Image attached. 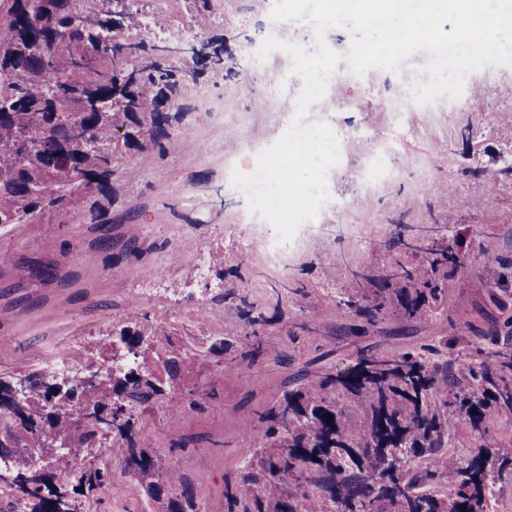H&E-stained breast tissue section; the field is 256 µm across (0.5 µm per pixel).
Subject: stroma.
Wrapping results in <instances>:
<instances>
[{
	"label": "stroma",
	"instance_id": "obj_1",
	"mask_svg": "<svg viewBox=\"0 0 512 512\" xmlns=\"http://www.w3.org/2000/svg\"><path fill=\"white\" fill-rule=\"evenodd\" d=\"M212 5L219 23L195 35L206 39L232 27L237 37L228 48L247 76L207 73L197 79V90L208 91L219 108L231 101L242 112L276 111L265 79L274 64L253 51L254 42L268 36L263 0H212ZM411 83V77L391 72L374 84H337L334 98L349 104L356 123L370 129L368 140L352 144L351 152L370 148L378 138L397 139L400 154L427 160L429 182L403 177L362 208L352 201L356 186L350 176L329 177L330 193L346 197L348 204L309 223V245L284 268L261 252L244 251L247 230L231 225L242 199L224 177L225 154L237 153L239 165L249 167L272 144V133L262 122L241 137L217 127L199 117V100L188 95L187 115L168 128L166 154L125 158L126 196L111 213V244H97V231L77 211L0 227V337L16 339L15 345H0V366L41 374L66 360L74 371H87L106 355L113 323L131 314L171 331L186 351L181 393L173 405L147 418L145 438L166 466L190 475L208 512H224L226 483L253 446L257 410L294 385L307 361L317 357L327 369L344 371L361 348L391 350L411 337L460 336L466 324L485 329L501 316L487 296V270L496 257H512V69L471 73L462 95L448 102L447 126L402 135L382 113L389 101L405 106ZM399 214L412 224L467 228L469 265L448 289L447 318L419 322L408 338L394 323L366 336L337 335L333 303L348 282L345 262L373 259L375 239ZM200 257L208 276L197 272ZM48 261L68 283L36 275V265ZM240 262L258 270L243 283L252 297L266 299L270 280L288 273L302 275L311 296L294 301L295 320L306 324L305 332L292 336L282 325L274 330L279 359L229 369L220 357L203 359L194 350L209 335L237 331L221 295L225 268ZM89 510L156 512L157 507L116 464L111 486Z\"/></svg>",
	"mask_w": 512,
	"mask_h": 512
}]
</instances>
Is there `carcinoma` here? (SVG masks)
I'll list each match as a JSON object with an SVG mask.
<instances>
[{
    "label": "carcinoma",
    "instance_id": "carcinoma-1",
    "mask_svg": "<svg viewBox=\"0 0 512 512\" xmlns=\"http://www.w3.org/2000/svg\"><path fill=\"white\" fill-rule=\"evenodd\" d=\"M0 0V226L30 224L80 207L107 231L123 194L121 160L166 151L171 112L206 71L228 78L237 63L225 40L194 43L181 32L136 38L156 18L134 0ZM191 44L171 59L169 48ZM407 224L380 243L386 261L350 271L334 307L342 336H364L388 316L403 325L448 314V279L467 263L463 249L421 251ZM489 299L498 327L436 336L394 351L364 350L345 371L301 370L260 416L257 444L227 489V512H493L497 482L512 478V448L490 441L489 420L512 417V260L498 259ZM224 302L244 337L207 340L200 353L225 364L267 351L272 316L224 281ZM130 316L112 327V354L75 383L67 377L0 369V512H86L112 483V458L141 483L160 512H202L201 499L173 498L143 438L144 417L173 400L181 347L154 345ZM362 406L355 422L346 402ZM465 422L471 456L448 467L449 425Z\"/></svg>",
    "mask_w": 512,
    "mask_h": 512
}]
</instances>
